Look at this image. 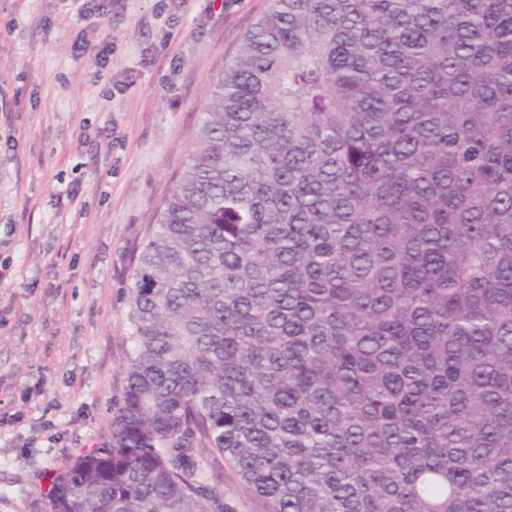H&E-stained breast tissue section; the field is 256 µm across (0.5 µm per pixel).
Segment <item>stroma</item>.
I'll return each instance as SVG.
<instances>
[{
  "mask_svg": "<svg viewBox=\"0 0 512 512\" xmlns=\"http://www.w3.org/2000/svg\"><path fill=\"white\" fill-rule=\"evenodd\" d=\"M82 3L0 0V512H48V474L109 440L132 253L211 79L268 7L112 0L98 19ZM107 36L108 67L77 55Z\"/></svg>",
  "mask_w": 512,
  "mask_h": 512,
  "instance_id": "1",
  "label": "stroma"
}]
</instances>
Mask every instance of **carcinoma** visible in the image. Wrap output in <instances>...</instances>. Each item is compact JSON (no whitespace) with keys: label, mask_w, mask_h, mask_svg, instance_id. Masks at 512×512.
<instances>
[{"label":"carcinoma","mask_w":512,"mask_h":512,"mask_svg":"<svg viewBox=\"0 0 512 512\" xmlns=\"http://www.w3.org/2000/svg\"><path fill=\"white\" fill-rule=\"evenodd\" d=\"M128 321L49 512H512V0H269ZM224 491H226V502L234 506L235 512H258L255 504L243 493L241 487L230 478H225V472Z\"/></svg>","instance_id":"carcinoma-1"}]
</instances>
